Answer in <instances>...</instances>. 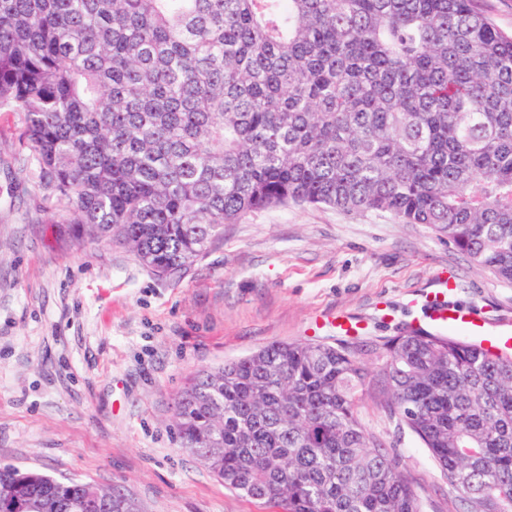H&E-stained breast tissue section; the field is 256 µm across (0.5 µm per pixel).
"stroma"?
Wrapping results in <instances>:
<instances>
[{
	"mask_svg": "<svg viewBox=\"0 0 512 512\" xmlns=\"http://www.w3.org/2000/svg\"><path fill=\"white\" fill-rule=\"evenodd\" d=\"M23 118L0 111V462L60 480L124 485L143 512H278L226 489L172 431L200 369L274 342H343L329 317L363 320L358 343L426 325L425 295L512 315V284L425 224L327 206L262 209L168 279L126 246L77 240L28 158ZM362 423L397 452L423 512H462L427 451L381 398Z\"/></svg>",
	"mask_w": 512,
	"mask_h": 512,
	"instance_id": "obj_1",
	"label": "stroma"
}]
</instances>
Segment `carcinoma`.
<instances>
[{"mask_svg":"<svg viewBox=\"0 0 512 512\" xmlns=\"http://www.w3.org/2000/svg\"><path fill=\"white\" fill-rule=\"evenodd\" d=\"M78 235L171 277L289 203L428 224L512 284V35L473 0H0V111ZM378 362L368 370L365 354ZM371 386L465 512H512V352L271 342L180 393L182 449L279 512H422ZM0 512H141L0 464Z\"/></svg>","mask_w":512,"mask_h":512,"instance_id":"cac0c4a2","label":"carcinoma"}]
</instances>
